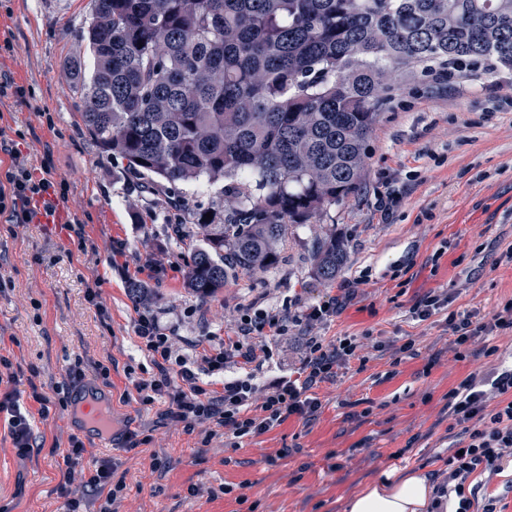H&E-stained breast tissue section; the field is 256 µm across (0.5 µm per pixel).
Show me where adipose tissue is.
Wrapping results in <instances>:
<instances>
[{
  "mask_svg": "<svg viewBox=\"0 0 512 512\" xmlns=\"http://www.w3.org/2000/svg\"><path fill=\"white\" fill-rule=\"evenodd\" d=\"M430 494L424 475L413 473L400 478L390 470L351 497L346 512H426Z\"/></svg>",
  "mask_w": 512,
  "mask_h": 512,
  "instance_id": "1",
  "label": "adipose tissue"
}]
</instances>
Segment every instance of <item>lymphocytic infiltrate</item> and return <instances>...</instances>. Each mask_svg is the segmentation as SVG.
<instances>
[{"label":"lymphocytic infiltrate","instance_id":"1","mask_svg":"<svg viewBox=\"0 0 512 512\" xmlns=\"http://www.w3.org/2000/svg\"><path fill=\"white\" fill-rule=\"evenodd\" d=\"M11 163L0 182V216L21 226L33 219L32 204L53 210L65 197L64 182L55 180L49 165L33 167L16 148H8ZM348 294L317 305L304 304L300 293L278 306L242 314L230 336L198 341L180 340L173 323L162 320L146 303L134 307L138 348L150 374L135 385L142 409L156 404L186 432L202 431L205 440L220 436L225 449H239L243 438L263 435L295 416L309 421L321 402L315 391L333 382L338 369L358 348L351 338L329 341L314 330L326 325L348 301ZM450 296L433 292L410 310L422 322L439 310L448 312L455 359L474 355L498 357L501 337L512 335V299L501 303L490 319L450 310ZM298 330L302 350L287 369L273 371V341ZM450 424L448 453L430 471L433 487L427 512H504L502 496L486 486L512 467V368L481 369L470 373L445 396ZM7 414L9 433L19 454L34 442L30 412L21 410L14 392L0 394V414ZM111 460L97 461L82 477L81 489L61 485L62 512H87L83 489H92L99 512H113L124 496L126 483Z\"/></svg>","mask_w":512,"mask_h":512}]
</instances>
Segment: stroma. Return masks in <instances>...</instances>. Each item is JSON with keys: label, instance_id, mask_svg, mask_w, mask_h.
<instances>
[{"label": "stroma", "instance_id": "35a3bbf8", "mask_svg": "<svg viewBox=\"0 0 512 512\" xmlns=\"http://www.w3.org/2000/svg\"><path fill=\"white\" fill-rule=\"evenodd\" d=\"M91 0H0V75L23 85L24 99L0 100V129L25 134L20 148L33 166L50 162L67 182L66 207L87 239L79 247L66 229L29 224L8 234L0 219V356L16 379L0 384L32 411L36 445L27 456L13 447L0 417V505L10 512H58L59 487H80L64 455L79 427L73 410L49 421L36 417L32 390L71 396L67 370L106 397L116 438L150 431L151 444L132 451L85 440L87 460L112 458L127 489L117 512H345V504L384 471L407 474L443 452L447 422L443 397L488 359L455 360L448 352L445 313L411 319L410 307L432 291L452 294L453 309L490 318L512 298V71L468 66L445 82L415 77L403 83L369 138L361 190L333 206L318 224H292L279 262L252 276L230 279L200 299L186 286L192 252L203 241L192 213L208 207L216 188L185 183L173 193L150 192L86 132L83 103L69 88L67 59L83 52L81 33ZM391 201L380 210L377 199ZM184 225V239L169 227ZM336 233L347 261L336 280L313 273L317 238ZM123 245L125 261L112 262ZM165 273L146 268L157 254ZM151 289L155 305L189 340L233 333L232 318L251 304L276 306L291 289L316 304L349 284L355 296L323 328L327 339L351 336L403 344L415 339L418 356L360 364L351 358L335 383L322 385L315 419L290 417L281 426L244 438L225 451L223 438L203 444L162 416L140 410L134 384L147 365L134 334L129 280ZM97 287L106 314L86 299ZM38 375H31L30 366ZM108 367L102 377L100 367ZM368 408L349 418L347 403ZM404 458H395L399 448ZM282 448L289 457L269 462ZM248 484V505L234 498L192 497L190 485Z\"/></svg>", "mask_w": 512, "mask_h": 512}]
</instances>
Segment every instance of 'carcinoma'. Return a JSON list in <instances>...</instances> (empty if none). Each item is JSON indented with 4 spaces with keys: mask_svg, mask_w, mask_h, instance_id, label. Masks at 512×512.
Segmentation results:
<instances>
[{
    "mask_svg": "<svg viewBox=\"0 0 512 512\" xmlns=\"http://www.w3.org/2000/svg\"><path fill=\"white\" fill-rule=\"evenodd\" d=\"M67 61L83 125L157 190L219 187L187 287L275 265L287 225L361 189L367 141L400 80L463 64L512 69V0H93ZM347 257L316 241L315 276Z\"/></svg>",
    "mask_w": 512,
    "mask_h": 512,
    "instance_id": "1",
    "label": "carcinoma"
}]
</instances>
